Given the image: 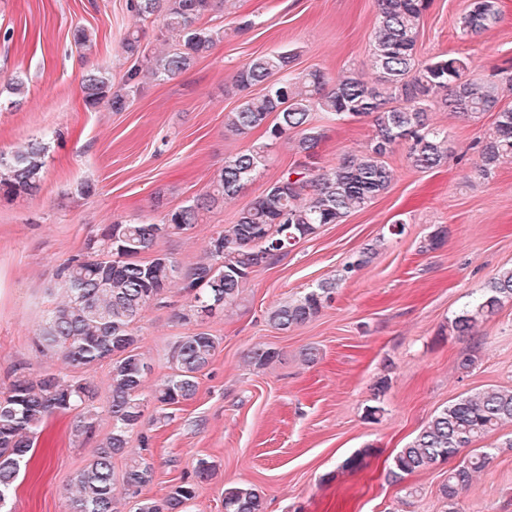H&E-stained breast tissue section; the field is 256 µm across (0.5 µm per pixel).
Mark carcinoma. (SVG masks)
Here are the masks:
<instances>
[{
    "instance_id": "1",
    "label": "carcinoma",
    "mask_w": 512,
    "mask_h": 512,
    "mask_svg": "<svg viewBox=\"0 0 512 512\" xmlns=\"http://www.w3.org/2000/svg\"><path fill=\"white\" fill-rule=\"evenodd\" d=\"M232 0H128L138 17H156L162 29L178 38L168 52L141 46L139 32L123 38V49L135 58L122 87H113L106 73L87 71L82 78L85 105L102 104L123 111L131 93L145 81H163L188 70L223 38L222 32L202 23ZM430 0H377V25L371 38V62L376 77L367 81L349 70L334 80L318 70L294 69L295 53L283 50L259 55L234 76L239 91L253 86L262 93L246 98L225 115L224 126L237 136L265 129L267 140L224 159L206 190L186 204L167 210L160 222L145 224L116 219L89 236L83 252L70 258L58 277L63 301L48 311L35 336V351L61 359L77 375L43 372L16 378L0 391V512H7L15 482L29 462L49 419L73 415L77 439L92 435L102 415L112 420V433L96 448L86 467L71 480L69 512H117L116 490L132 503V512H188L200 484L213 476L215 465L206 457L193 462L194 478L173 486L160 500L141 497L155 478L154 462L134 452L132 435L142 426L148 404L163 410L193 400L199 376L209 367L216 339L204 330L205 322L238 304L251 274L290 246L287 234L307 238L324 224H339L384 194L393 180L385 158L396 147H407V158L419 170L437 168L448 160V133L431 127L427 107L435 102L445 109L477 118L497 113L493 132L483 141L474 173L482 179L512 159V109L500 108L502 83L493 76L468 78L467 57L443 53L425 61L416 57V36ZM501 19L498 0H470L461 17L462 31L474 38ZM11 103L18 105L28 92L27 81L17 76L8 84ZM314 112L338 120L375 116L366 150L319 170L309 167L322 138L313 124ZM299 134V159L243 208L235 224L219 229L209 239L208 257L183 267L155 250L166 236L191 229L202 217L237 196L263 166L272 146L288 134ZM47 143L34 140L9 157L0 155V191L6 196L35 194L41 188ZM176 283L188 297L178 318L194 330L175 341L168 353L170 372L148 396L142 392L147 361L138 352L134 322L144 308L162 299ZM334 282H323L298 300L274 309L269 322L287 331L319 315L331 299ZM512 298V268L502 269L484 286L479 302L452 321L453 328L469 333L478 318ZM272 348H256L251 363L264 367L276 361ZM110 366V388L100 401L96 386L86 376L96 365ZM512 423V389L492 388L463 396L437 411L413 439L393 457L389 476L397 482L416 472L463 459L448 470L440 487L448 512H458L460 492L473 475L489 465L492 454L474 444L497 428ZM374 452L364 448L347 458L343 471L362 468ZM126 458L116 472L113 459ZM224 512H265L264 498L251 484L224 488Z\"/></svg>"
}]
</instances>
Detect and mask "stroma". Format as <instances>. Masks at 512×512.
Wrapping results in <instances>:
<instances>
[{"label": "stroma", "instance_id": "1", "mask_svg": "<svg viewBox=\"0 0 512 512\" xmlns=\"http://www.w3.org/2000/svg\"><path fill=\"white\" fill-rule=\"evenodd\" d=\"M127 2L0 0V90L18 75L28 84L20 107L0 94V152L36 139L49 144L38 193L0 199V389L20 375L66 372L60 360L36 353L34 337L62 298L58 269L80 253L92 230L120 217L159 222L164 210L202 193L225 157L263 140L260 129L244 137L224 129L225 113L243 99L232 86L241 65L293 48L297 69L332 78L354 69L374 77L375 0H235L231 11L208 18L224 38L191 69L142 85L123 111L86 108L81 82L88 69L124 84L131 66L122 49L127 32L139 31L151 50L175 41ZM500 5V22L472 39L459 28L467 0H432L419 28L418 58L464 56L477 77L512 68V0ZM245 19L254 27L239 30ZM78 27L92 32V51L75 46ZM429 118L448 134L445 164L418 171L406 148L396 149L386 159L394 173L387 192L258 268L240 304L210 320L219 345L195 398L171 407L165 419L155 408L145 412L143 453L156 475L144 496L163 498L205 457L215 473L201 484L192 512H224L225 487L241 482L263 493L265 512H445L440 486L455 460L399 482L389 469L442 407L488 388H512V299L481 317L470 335L452 328L485 283L512 267V160L487 180L473 172L494 113L471 120L435 107ZM313 122L324 132L312 160L320 168L365 150L374 130L369 116L338 121L317 112ZM295 159L293 140H279L235 199L190 231L160 240L158 250L185 267L199 261L212 233L233 224ZM85 182L95 187L88 197L79 192ZM398 222L405 227L399 235L392 231ZM437 231L443 241L433 248L429 238ZM364 250L368 263L344 274ZM332 279L333 299L318 317L285 332L269 324L275 306ZM185 303L172 287L164 303L145 308L135 323L139 351L152 365L145 391L168 373L169 345L190 331L177 317ZM259 346L276 349L277 361L251 363ZM309 347L317 351L312 362L303 356ZM468 355L475 363L461 369ZM381 380L388 387L380 393ZM373 406L378 412L371 418ZM111 431L103 416L93 435L79 441L70 417L51 419L19 476L10 512H68L70 480ZM510 437L507 424L480 440L497 453L459 495V512H512V450L498 449ZM368 447L375 453L363 468L339 471L345 458Z\"/></svg>", "mask_w": 512, "mask_h": 512}]
</instances>
